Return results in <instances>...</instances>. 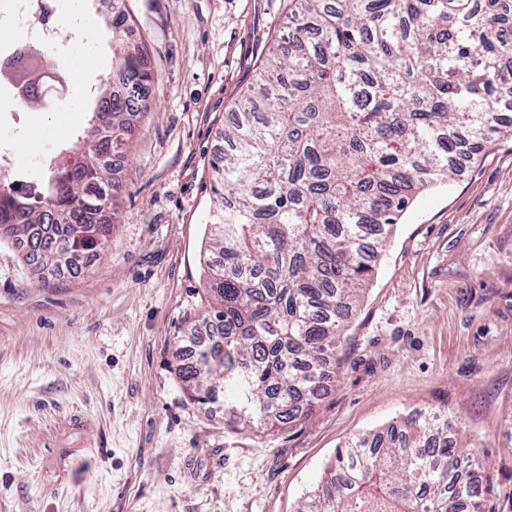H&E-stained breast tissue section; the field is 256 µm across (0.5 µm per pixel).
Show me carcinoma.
Segmentation results:
<instances>
[{"label":"carcinoma","mask_w":512,"mask_h":512,"mask_svg":"<svg viewBox=\"0 0 512 512\" xmlns=\"http://www.w3.org/2000/svg\"><path fill=\"white\" fill-rule=\"evenodd\" d=\"M112 15V67L128 97L99 87L79 160L48 159L33 186L0 183V240L46 272L93 257L114 227L109 156L129 147L155 80ZM17 60L50 59L18 44ZM512 0H292L288 31L224 127L204 287L191 326L209 337L176 373L200 406L232 392L227 422L269 433L312 414L393 227L421 189L456 175L508 128ZM446 414L415 411L337 452L297 512H483L478 449Z\"/></svg>","instance_id":"carcinoma-1"}]
</instances>
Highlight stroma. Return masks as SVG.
Segmentation results:
<instances>
[{
  "instance_id": "obj_1",
  "label": "stroma",
  "mask_w": 512,
  "mask_h": 512,
  "mask_svg": "<svg viewBox=\"0 0 512 512\" xmlns=\"http://www.w3.org/2000/svg\"><path fill=\"white\" fill-rule=\"evenodd\" d=\"M120 4L157 75L115 169L92 268L42 279L0 244V512H295L352 438L415 409L458 416L512 512V136L404 212L314 415L259 436L189 400L174 339L208 307L210 162L288 0Z\"/></svg>"
}]
</instances>
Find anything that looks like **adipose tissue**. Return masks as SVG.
I'll use <instances>...</instances> for the list:
<instances>
[{
  "mask_svg": "<svg viewBox=\"0 0 512 512\" xmlns=\"http://www.w3.org/2000/svg\"><path fill=\"white\" fill-rule=\"evenodd\" d=\"M58 23L72 48L59 64L63 70L72 73L73 79L66 100L54 111L46 113L37 135L26 144L27 150L39 154L51 152L67 139L71 119L78 117L84 107L86 75L96 66L100 55L99 34L84 8V0H67Z\"/></svg>",
  "mask_w": 512,
  "mask_h": 512,
  "instance_id": "adipose-tissue-1",
  "label": "adipose tissue"
}]
</instances>
